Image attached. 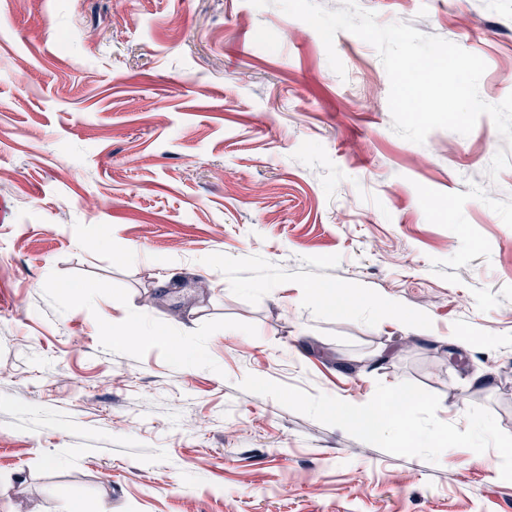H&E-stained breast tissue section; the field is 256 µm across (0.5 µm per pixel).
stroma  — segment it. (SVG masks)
Segmentation results:
<instances>
[{"label":"stroma","mask_w":512,"mask_h":512,"mask_svg":"<svg viewBox=\"0 0 512 512\" xmlns=\"http://www.w3.org/2000/svg\"><path fill=\"white\" fill-rule=\"evenodd\" d=\"M358 3L512 93V0ZM334 47L341 75L250 0H0V512H512L496 450L361 455L240 387L411 381L512 434V150L486 115L402 139L376 50ZM319 283L373 303L318 307ZM378 309L382 314L383 318H398L401 321H403L408 327L416 330L417 332L425 333L428 330L427 322L417 312L398 310L385 303H380L378 305Z\"/></svg>","instance_id":"1"}]
</instances>
